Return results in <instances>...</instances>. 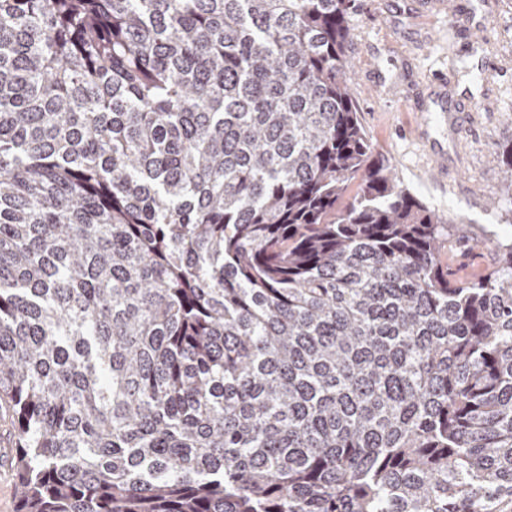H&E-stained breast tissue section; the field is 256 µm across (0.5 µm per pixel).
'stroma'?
Here are the masks:
<instances>
[{"label":"stroma","instance_id":"1","mask_svg":"<svg viewBox=\"0 0 512 512\" xmlns=\"http://www.w3.org/2000/svg\"><path fill=\"white\" fill-rule=\"evenodd\" d=\"M450 0H355L350 20L352 84L358 116L375 151L387 156L402 185L430 209L460 217L468 239L457 254L468 270L493 260L496 240L512 237L501 219L512 208L500 153L512 146V0H460L485 21L499 69L469 80L476 60L449 14ZM425 96L419 109L403 98L407 83ZM446 153L436 170L435 149Z\"/></svg>","mask_w":512,"mask_h":512}]
</instances>
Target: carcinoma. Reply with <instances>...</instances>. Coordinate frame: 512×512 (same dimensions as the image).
I'll use <instances>...</instances> for the list:
<instances>
[{"mask_svg":"<svg viewBox=\"0 0 512 512\" xmlns=\"http://www.w3.org/2000/svg\"><path fill=\"white\" fill-rule=\"evenodd\" d=\"M351 0H0L18 512H512V239L404 188Z\"/></svg>","mask_w":512,"mask_h":512,"instance_id":"carcinoma-1","label":"carcinoma"}]
</instances>
